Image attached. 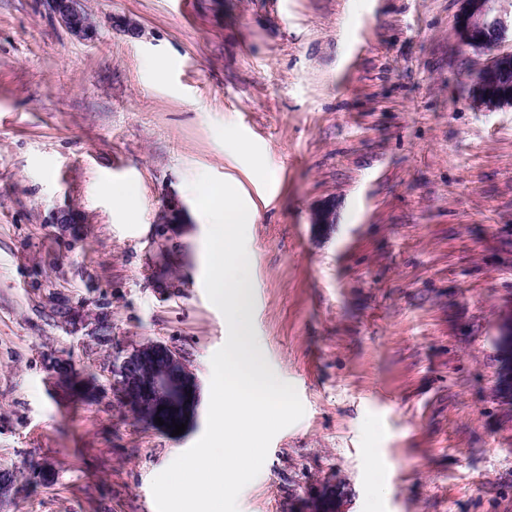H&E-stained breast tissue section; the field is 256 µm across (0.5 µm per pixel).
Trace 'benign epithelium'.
<instances>
[{
  "label": "benign epithelium",
  "mask_w": 512,
  "mask_h": 512,
  "mask_svg": "<svg viewBox=\"0 0 512 512\" xmlns=\"http://www.w3.org/2000/svg\"><path fill=\"white\" fill-rule=\"evenodd\" d=\"M505 0H463L455 27V36L464 46L483 49L512 32V10ZM51 11L74 35L91 38L96 26L84 0H48ZM512 51L493 56L479 70L469 86L473 105L491 110L512 104ZM121 398L151 423L164 420L163 430L173 424H187L196 415L199 403L197 376L174 348L162 343L142 344L127 353L114 368Z\"/></svg>",
  "instance_id": "obj_1"
}]
</instances>
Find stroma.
Instances as JSON below:
<instances>
[{
  "mask_svg": "<svg viewBox=\"0 0 512 512\" xmlns=\"http://www.w3.org/2000/svg\"><path fill=\"white\" fill-rule=\"evenodd\" d=\"M85 6L80 40L46 0H0V512H147L204 434L226 333L185 191L204 173L257 211L252 332L305 408L239 512L324 489L336 512H512V107L468 98L490 53L455 38L461 0ZM146 342L200 381L182 434L120 398Z\"/></svg>",
  "mask_w": 512,
  "mask_h": 512,
  "instance_id": "stroma-1",
  "label": "stroma"
}]
</instances>
